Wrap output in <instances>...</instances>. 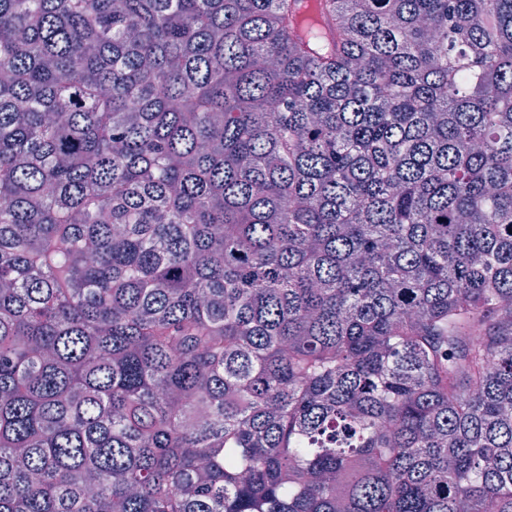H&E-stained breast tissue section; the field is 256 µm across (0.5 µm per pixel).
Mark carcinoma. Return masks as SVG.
I'll list each match as a JSON object with an SVG mask.
<instances>
[{"label": "carcinoma", "instance_id": "carcinoma-1", "mask_svg": "<svg viewBox=\"0 0 512 512\" xmlns=\"http://www.w3.org/2000/svg\"><path fill=\"white\" fill-rule=\"evenodd\" d=\"M314 2L0 0V512H512V0Z\"/></svg>", "mask_w": 512, "mask_h": 512}]
</instances>
